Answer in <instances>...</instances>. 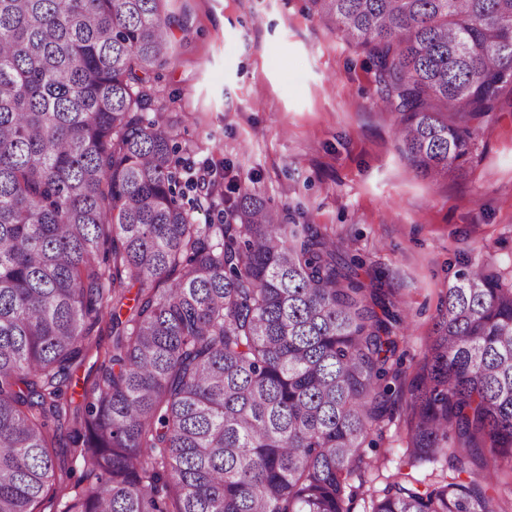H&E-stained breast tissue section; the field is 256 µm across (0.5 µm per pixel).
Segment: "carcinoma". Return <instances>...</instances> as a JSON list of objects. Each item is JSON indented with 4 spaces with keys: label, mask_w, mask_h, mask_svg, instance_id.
Returning <instances> with one entry per match:
<instances>
[{
    "label": "carcinoma",
    "mask_w": 512,
    "mask_h": 512,
    "mask_svg": "<svg viewBox=\"0 0 512 512\" xmlns=\"http://www.w3.org/2000/svg\"><path fill=\"white\" fill-rule=\"evenodd\" d=\"M166 2L0 0V512H41L62 429L86 471L62 512H351L404 309L256 193L214 177L183 203L177 127L149 113L183 29ZM311 2L416 170L460 167L512 103V0ZM409 392L407 455L449 471L398 473L371 512H509L512 281L490 264L457 272Z\"/></svg>",
    "instance_id": "carcinoma-1"
}]
</instances>
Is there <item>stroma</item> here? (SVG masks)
<instances>
[{
  "mask_svg": "<svg viewBox=\"0 0 512 512\" xmlns=\"http://www.w3.org/2000/svg\"><path fill=\"white\" fill-rule=\"evenodd\" d=\"M167 9L187 27L155 86L179 121L182 156L361 258L409 315L401 370L411 379L456 272L480 259L512 275V108L476 132L461 169L431 178L400 152L365 53L309 0H168ZM407 429L401 397L365 451L376 466L350 479L352 512H371L397 473L440 475L441 464H410Z\"/></svg>",
  "mask_w": 512,
  "mask_h": 512,
  "instance_id": "1",
  "label": "stroma"
}]
</instances>
